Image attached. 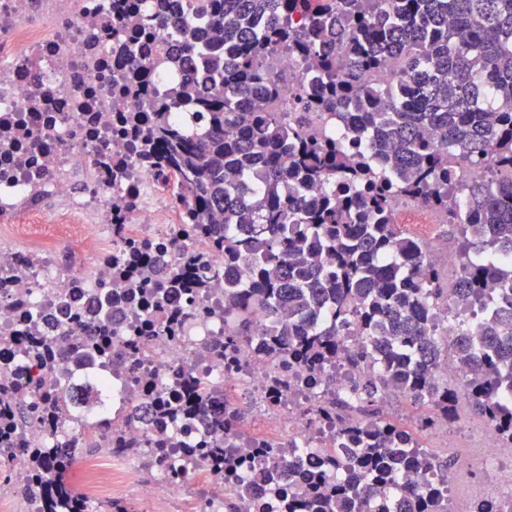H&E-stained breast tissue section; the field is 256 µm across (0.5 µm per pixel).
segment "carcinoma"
I'll return each mask as SVG.
<instances>
[{
	"label": "carcinoma",
	"mask_w": 512,
	"mask_h": 512,
	"mask_svg": "<svg viewBox=\"0 0 512 512\" xmlns=\"http://www.w3.org/2000/svg\"><path fill=\"white\" fill-rule=\"evenodd\" d=\"M207 16L210 73L202 90L184 82L155 100L140 156L175 179L194 205L197 231L224 251V269L244 266L241 290L224 310L237 319L224 351L255 342L269 357L311 371L341 362L378 366L350 395L356 415L336 407V435L355 448L319 468L296 469L300 489L284 512H448V465L420 452L413 433L380 415L378 400L400 394L452 420L458 392L436 378L452 355L473 368L466 382L472 408L512 441V181L468 182V165L512 170V0H187ZM286 48L317 73L303 88L302 112L285 123L278 98L286 79L268 60ZM206 113L207 130L191 139L170 121L176 106ZM346 111L349 142L319 137L314 112ZM403 193L423 210L442 211L461 239L454 306L461 320L446 344L436 336V302L448 294L426 262L423 242L394 224L391 200ZM209 270L194 257L141 292L158 306L178 289L202 288ZM129 293L110 292L96 320L71 318L67 336H40L26 354L52 381L27 403L30 382L0 381V458L18 463L16 488L35 512H89L73 488L71 450L31 448L24 432L67 414L74 395L56 351L76 366L112 368V308ZM280 330L268 334L265 316ZM161 398L154 417L166 426L209 422L212 460L232 475L245 448H228L236 419L214 408L221 399L192 391ZM437 472L421 487L415 475ZM254 483L280 487L276 467L252 471ZM403 490L389 498L392 485Z\"/></svg>",
	"instance_id": "cac0c4a2"
}]
</instances>
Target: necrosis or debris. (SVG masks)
<instances>
[{
	"mask_svg": "<svg viewBox=\"0 0 512 512\" xmlns=\"http://www.w3.org/2000/svg\"><path fill=\"white\" fill-rule=\"evenodd\" d=\"M115 2L0 0V221L28 216L27 224L16 225L15 242L0 239V335L6 338L0 363L7 365L8 377L35 378V367L11 337L46 335L65 305L89 307L109 293L113 257L138 254L152 261L160 279L187 257H202L213 272L207 288L173 294L166 310L156 314L162 327L171 315H180L176 335L143 340L144 312L137 302L114 312L110 334L116 345L132 349L133 357L114 360L108 388L91 387L88 374L80 373L77 386L94 392L92 403L28 429L25 438L32 448L53 440L73 444L78 464L70 479L87 502L132 485L138 512H152L157 493L180 499L200 488L207 496L195 501L191 512H223L225 499L244 504L270 494L252 483L247 465L240 479L218 478L203 458L209 434L200 421L172 425L175 446L168 465L159 466L146 446L153 436L150 407L156 396L172 392L184 372L200 388L220 391L225 412L248 404L240 433L251 443L276 446L274 464L284 474L341 453L329 419L336 401L348 397L354 370L318 373L308 386L299 371L250 345L217 357L236 325L224 312L231 290L224 280V254L197 236L192 207L179 201L174 181L132 152L125 126L130 119L146 129L155 95L169 82L191 77L179 60L184 22L159 23L167 10L163 0H139L137 47L144 65L135 70L113 47ZM273 68L288 78L279 108L295 112V93L308 65L284 50L274 56ZM35 224H58L62 230L49 240L35 238ZM77 245L88 253L89 264L61 262ZM109 432L137 445V462H130L123 448L87 454V447ZM466 445L475 454L463 459L444 420L418 437L423 451L446 449L455 473L481 472L484 487L462 512L489 503L512 512V443L485 424L470 433ZM144 471L155 474L157 483L138 482Z\"/></svg>",
	"mask_w": 512,
	"mask_h": 512,
	"instance_id": "1",
	"label": "necrosis or debris"
}]
</instances>
